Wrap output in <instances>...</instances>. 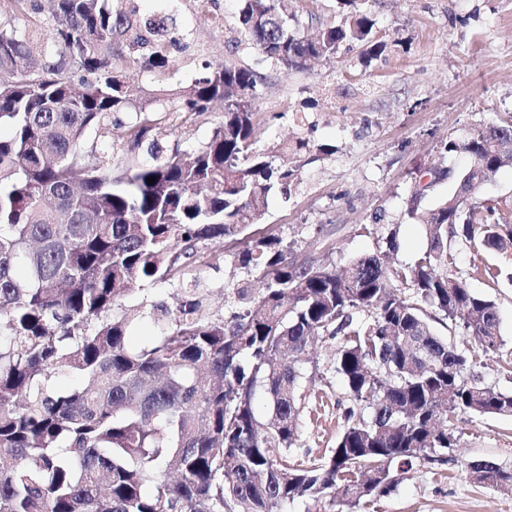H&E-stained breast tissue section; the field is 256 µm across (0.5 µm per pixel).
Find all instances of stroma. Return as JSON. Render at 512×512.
Instances as JSON below:
<instances>
[{"instance_id": "stroma-1", "label": "stroma", "mask_w": 512, "mask_h": 512, "mask_svg": "<svg viewBox=\"0 0 512 512\" xmlns=\"http://www.w3.org/2000/svg\"><path fill=\"white\" fill-rule=\"evenodd\" d=\"M375 32L385 45L370 64L360 48L343 44L335 58L301 71L265 63L247 44H235L236 0H139L142 17L174 14L186 48L171 51L165 72L125 69L127 81L145 88H176L190 82L204 62L259 65L266 84L256 102V119L266 143L294 138L307 128L315 144L333 146L330 155L304 166L302 182L290 195L274 194L263 224L277 229L304 255H329L337 264L360 253L384 250L382 237L399 230L395 261H412L425 249L420 226L405 215L416 180L432 168L460 171L465 154L442 149L448 139L465 138L477 123H495L512 113V0H368ZM492 264L512 272V249L482 256L457 247V268L477 294L495 297L504 347L482 357L475 371L484 383L512 391L502 367L512 359V286L492 289L474 266ZM204 306L228 315L224 290L257 278L234 270L221 243L200 246ZM335 341L317 339L313 383L301 414L294 454L327 455L343 429L341 413L350 403L332 359ZM458 442L443 460L415 464L387 495L361 502L353 512H512V495L466 482L467 462L487 459L512 467V418L465 416L456 423Z\"/></svg>"}]
</instances>
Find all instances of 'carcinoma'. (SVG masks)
Segmentation results:
<instances>
[{"label":"carcinoma","mask_w":512,"mask_h":512,"mask_svg":"<svg viewBox=\"0 0 512 512\" xmlns=\"http://www.w3.org/2000/svg\"><path fill=\"white\" fill-rule=\"evenodd\" d=\"M0 16V512H283L301 498L355 507L391 492L413 465L457 445L461 415L512 417V392L474 374L504 341L495 300L468 288L456 245L512 247L499 202L459 191L427 213L435 183L473 187L512 165V115L450 139L469 168L414 190L406 210L427 247L410 263L386 250L333 262L300 257L259 228L274 191L300 184V136L257 146L264 76L207 63L187 86L149 93L124 78L170 67L183 35L172 16L144 19L133 0H9ZM240 40L265 62L301 70L344 43L377 56L372 14L336 0L339 22L313 38L293 0H239ZM224 105L210 139L190 144L191 117ZM181 122L168 149L151 137ZM126 139L112 142V127ZM147 147L151 160L136 151ZM156 178L149 185L146 179ZM224 241L234 267L264 282L232 288L228 320L203 307L197 247ZM178 282L170 310L137 281ZM161 326L133 349L136 319ZM466 333L465 348L435 324ZM336 340L334 369L351 405L327 458L292 453L307 396L303 362L316 337ZM266 405L259 411V402ZM477 485L512 495V469L479 460Z\"/></svg>","instance_id":"cac0c4a2"}]
</instances>
